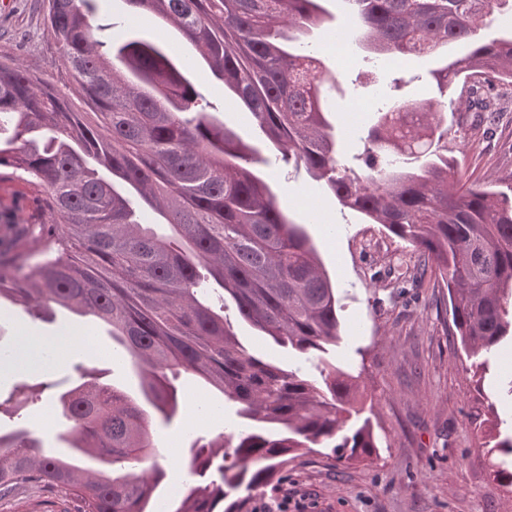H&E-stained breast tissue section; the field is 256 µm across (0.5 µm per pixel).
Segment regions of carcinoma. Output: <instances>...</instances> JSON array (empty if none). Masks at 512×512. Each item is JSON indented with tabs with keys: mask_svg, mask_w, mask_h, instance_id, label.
I'll return each mask as SVG.
<instances>
[{
	"mask_svg": "<svg viewBox=\"0 0 512 512\" xmlns=\"http://www.w3.org/2000/svg\"><path fill=\"white\" fill-rule=\"evenodd\" d=\"M191 45L245 106L268 148L303 166L339 203L414 248L403 278L428 273L448 307L469 371L512 341V192L462 183L448 157L446 99L394 101L366 128L364 168L347 166L329 120L336 77L311 49L320 0H125ZM359 42L386 60L464 42L469 53L434 71L461 87L472 112H493L483 90L512 84V31L478 37L512 0H346ZM60 45L61 69L33 79L0 61V180L40 189L52 224H25L0 254V299L50 319L64 309L106 326L139 369L153 412L93 373L56 401L63 440L110 472L49 454L21 427L0 431V496L26 483L65 489L79 512H156L168 469L158 461L153 414L183 406L184 373L217 390L240 424L198 448L193 480L166 512H240L288 462L324 448L341 463L374 459L356 376L323 357L341 340L339 300L305 224L256 166L260 151L199 105L180 57L139 30L101 51L97 0H35ZM87 107L73 109L70 94ZM166 224L171 235L152 228ZM240 319L318 375L245 346L208 304L213 286ZM493 476L512 487V432L483 443Z\"/></svg>",
	"mask_w": 512,
	"mask_h": 512,
	"instance_id": "obj_1",
	"label": "carcinoma"
}]
</instances>
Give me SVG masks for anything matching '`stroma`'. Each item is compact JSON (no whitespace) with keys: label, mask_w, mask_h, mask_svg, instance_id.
Here are the masks:
<instances>
[{"label":"stroma","mask_w":512,"mask_h":512,"mask_svg":"<svg viewBox=\"0 0 512 512\" xmlns=\"http://www.w3.org/2000/svg\"><path fill=\"white\" fill-rule=\"evenodd\" d=\"M331 20L316 41L342 30L348 33L349 57L337 65L324 54L326 69L335 73L341 94L335 95L331 121L347 155L363 150L361 138L374 102L386 91L405 99H430L438 94L430 72L432 56L379 62L353 36L355 25L346 0H325ZM0 58L23 61L33 73H57L61 58L31 0H0ZM203 102L242 136L259 139L261 133L242 106L229 101L223 83L205 77L201 66L188 72ZM491 92L502 106L496 116L477 121L468 105L448 118V153L460 163L464 183L485 182L512 174V86L494 84ZM278 194L286 195L295 216L314 213L317 220L307 231L318 245L320 257L336 285L342 340L330 360L357 375L369 417L379 438L377 458L343 466L326 449L306 452L288 463L281 486L304 501L307 512H512V488L490 474L491 460L481 443L492 415L512 418V406L502 396L512 383V349L502 348L489 360L483 385H474L467 361L458 348L447 307V291L425 282L414 288L400 278L402 267L414 263L411 247L389 235L378 224L363 223L353 211L322 189L305 168L272 157L266 168ZM0 217L18 222L46 221L39 193L19 181H0ZM213 308L224 317L246 346L282 363L288 354L268 347L240 321L232 301L210 294ZM68 328L76 337L93 336L102 357L89 360L83 347L52 369L38 400L21 402L13 395L15 378H0V429L26 427L39 433L46 448L62 452L60 418H48L50 399L68 388L90 368L103 370L105 381L136 390L137 379L121 362L111 361L112 339L105 327L72 322L65 314L49 324L33 319L17 307L0 312V342L10 344L22 333L51 336ZM177 384L186 407L170 424H156L158 447H173L161 462L173 477L163 495H179L186 485L192 440L208 442L239 428L232 408L224 407L194 378L180 376ZM218 406L215 416L190 426L199 404ZM77 504L63 490L28 484L0 498V512H76Z\"/></svg>","instance_id":"stroma-1"}]
</instances>
